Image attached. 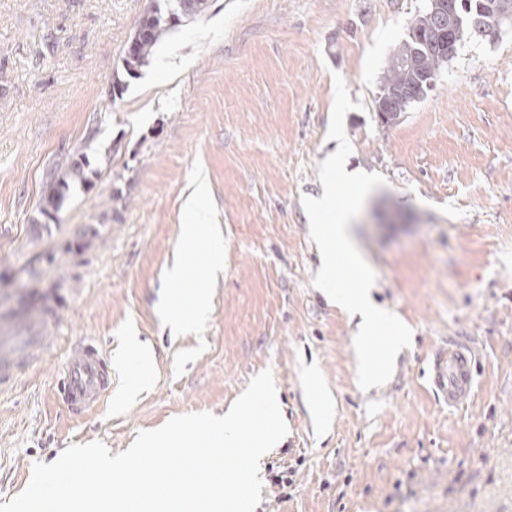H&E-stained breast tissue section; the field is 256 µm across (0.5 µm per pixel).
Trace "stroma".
<instances>
[{
    "label": "stroma",
    "mask_w": 512,
    "mask_h": 512,
    "mask_svg": "<svg viewBox=\"0 0 512 512\" xmlns=\"http://www.w3.org/2000/svg\"><path fill=\"white\" fill-rule=\"evenodd\" d=\"M149 2L0 0V336L30 330L12 314L19 295L60 302L48 347H19L0 393V503L70 445L115 455L173 417L223 415L268 369L289 432L260 463L255 512H512V27L463 42L384 126L374 99L425 0H208L128 75L121 56ZM337 74L357 105L347 166L386 180L356 244L376 302L412 331L390 380L366 391L356 325L313 284L302 205L339 146ZM75 163L46 218L47 183ZM201 182L224 266L206 314L178 329L167 272ZM84 339L111 354L116 382L77 417L56 388ZM451 340L476 351L458 409L430 381Z\"/></svg>",
    "instance_id": "obj_1"
}]
</instances>
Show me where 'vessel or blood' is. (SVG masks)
Here are the masks:
<instances>
[{
  "label": "vessel or blood",
  "instance_id": "vessel-or-blood-1",
  "mask_svg": "<svg viewBox=\"0 0 512 512\" xmlns=\"http://www.w3.org/2000/svg\"><path fill=\"white\" fill-rule=\"evenodd\" d=\"M22 312L32 324L24 337H13L10 346L0 348V389L9 386L19 365L12 348L18 344L47 346L42 330L56 317L57 308L50 299H32L22 305ZM431 382L436 392L448 399L449 406L464 404L472 395L474 356L469 346L452 342L439 349L431 363ZM111 393L107 356L97 344L89 342L73 349L58 380L57 394L73 414L79 415L97 406Z\"/></svg>",
  "mask_w": 512,
  "mask_h": 512
}]
</instances>
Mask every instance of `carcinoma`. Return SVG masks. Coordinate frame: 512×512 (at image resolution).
Here are the masks:
<instances>
[{
  "instance_id": "carcinoma-1",
  "label": "carcinoma",
  "mask_w": 512,
  "mask_h": 512,
  "mask_svg": "<svg viewBox=\"0 0 512 512\" xmlns=\"http://www.w3.org/2000/svg\"><path fill=\"white\" fill-rule=\"evenodd\" d=\"M188 5L190 8L182 12L174 6V0H150L133 34L135 48L131 54L122 56L126 72L132 74L148 63L155 48L172 29L207 9V0H190ZM446 5L448 0H427L423 10L411 19L407 38L387 63L374 99L375 111L404 113L433 89L440 69L451 59L440 37L443 29L440 7ZM487 9L497 15L501 25L512 26V0H454L455 45L475 36V23L481 18V11ZM68 188L65 176L51 178L44 193L45 203L59 208Z\"/></svg>"
}]
</instances>
